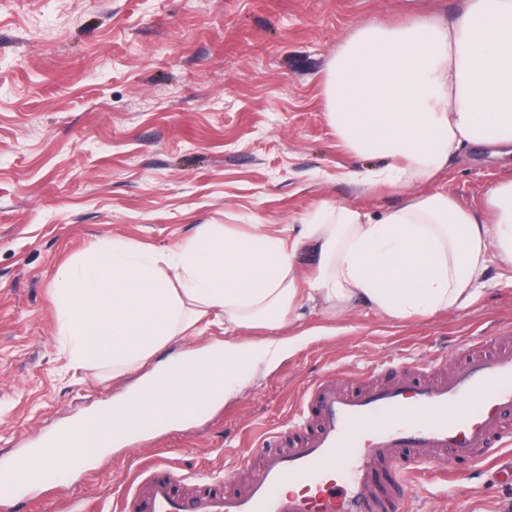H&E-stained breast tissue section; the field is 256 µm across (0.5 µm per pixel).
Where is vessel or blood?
<instances>
[{
	"mask_svg": "<svg viewBox=\"0 0 512 512\" xmlns=\"http://www.w3.org/2000/svg\"><path fill=\"white\" fill-rule=\"evenodd\" d=\"M303 431L270 432L241 448L258 460L241 493L179 498L182 476L148 468L119 512H408L405 494L424 478L460 481L456 461L489 462L512 476V338L479 337L452 367L411 370L397 383L362 377L347 388L321 378L301 403Z\"/></svg>",
	"mask_w": 512,
	"mask_h": 512,
	"instance_id": "b4317fda",
	"label": "vessel or blood"
}]
</instances>
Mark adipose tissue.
<instances>
[{
  "mask_svg": "<svg viewBox=\"0 0 512 512\" xmlns=\"http://www.w3.org/2000/svg\"><path fill=\"white\" fill-rule=\"evenodd\" d=\"M323 93L343 146L381 161L367 178L349 170L344 179L367 191L389 183L404 202L375 217L325 200L297 225L250 234L206 227L165 252L98 242L55 282L60 333L73 363L138 379L54 446L33 449L18 481L70 456L103 455L155 419H193L213 391L234 392L259 362L294 346L306 305L335 318L366 305L407 320L472 306L490 262L512 280V176L477 207L438 184L464 149H512V0H464L445 23L359 27ZM416 184L431 190L413 195ZM213 325L223 342L155 363L173 340ZM248 328L265 334L239 339Z\"/></svg>",
  "mask_w": 512,
  "mask_h": 512,
  "instance_id": "ef3b65f1",
  "label": "adipose tissue"
}]
</instances>
